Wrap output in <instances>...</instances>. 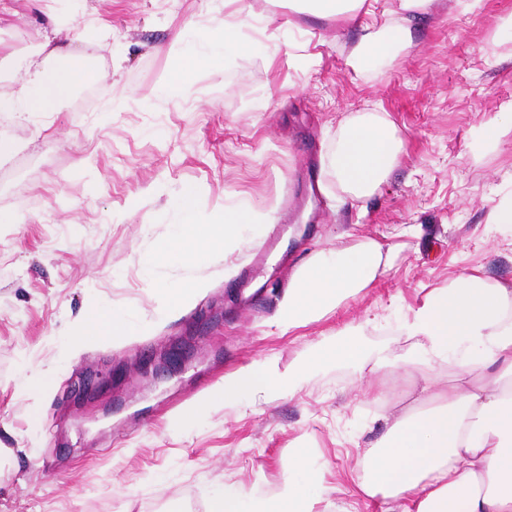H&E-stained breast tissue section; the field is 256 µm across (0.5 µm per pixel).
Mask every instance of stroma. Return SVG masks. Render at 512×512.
Wrapping results in <instances>:
<instances>
[{
	"label": "stroma",
	"instance_id": "stroma-1",
	"mask_svg": "<svg viewBox=\"0 0 512 512\" xmlns=\"http://www.w3.org/2000/svg\"><path fill=\"white\" fill-rule=\"evenodd\" d=\"M253 19L225 26L231 0H0V91L25 85L13 60L61 65V47L100 76L68 107L21 122L0 114V512H185L236 484L276 501L294 449L308 451L332 502L374 512L352 493L355 461L385 430L368 374L333 356L296 391L232 400L191 424L182 411L225 375L266 355L281 367L358 334L365 350L404 349L402 329L434 288L483 268L512 283V132L479 129L512 113V0H433L410 45L362 68L349 59L359 19L320 18L286 0H249ZM109 32L99 29L100 22ZM223 31L222 60L174 97L158 89L182 55L184 23ZM388 113L398 164L354 200L320 167L344 118ZM197 190L203 219L246 201L274 213L239 248L211 259L206 290L175 319L115 340L62 331L94 304L152 311L140 276L178 221L167 201ZM392 251L382 282L321 320L279 335L272 319L297 268L343 233ZM174 351L176 369L159 367ZM53 368L48 394L31 370Z\"/></svg>",
	"mask_w": 512,
	"mask_h": 512
}]
</instances>
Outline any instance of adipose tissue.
<instances>
[{"instance_id": "ef3b65f1", "label": "adipose tissue", "mask_w": 512, "mask_h": 512, "mask_svg": "<svg viewBox=\"0 0 512 512\" xmlns=\"http://www.w3.org/2000/svg\"><path fill=\"white\" fill-rule=\"evenodd\" d=\"M432 0H398L397 9H383L379 30L363 35L350 60L361 67L390 60L409 43L398 13L418 15ZM176 37L185 44L183 58L159 93H179L192 71L224 55L223 37L188 25ZM30 78L19 90L0 92V112L22 118L58 112L78 91L99 79L82 57L72 55L55 71L30 62ZM398 129L384 112H359L336 130V146L325 160L339 188L351 198L375 193L398 160ZM169 204L180 217L170 235L154 250L155 260L143 268L153 281L159 263L195 265L203 255L238 245L261 218L246 203L225 208L219 222L201 224L194 189L186 188ZM390 254L382 243L365 238L336 250L320 251L295 272L275 316L287 333L320 320L344 300L373 287L385 274ZM203 278H190L156 288L158 305L151 316L97 305L70 325L74 336L133 335L138 324L165 322L204 290ZM410 346L400 353L383 349L366 354L355 338L342 341L337 353L372 376L375 400L388 402L381 372L415 367L423 375L416 391L418 405L386 418V431L357 461L353 493L377 505L379 512H512V284L491 281L483 270L458 276L447 287L431 290L405 325ZM324 348L306 352L291 368H280L275 355L240 367L221 387L208 391L182 417L197 418L222 399L255 398L287 393L298 375L319 368ZM454 359L451 382L434 378L436 365ZM307 451L294 449L284 475L283 491L272 512H346L334 507Z\"/></svg>"}]
</instances>
